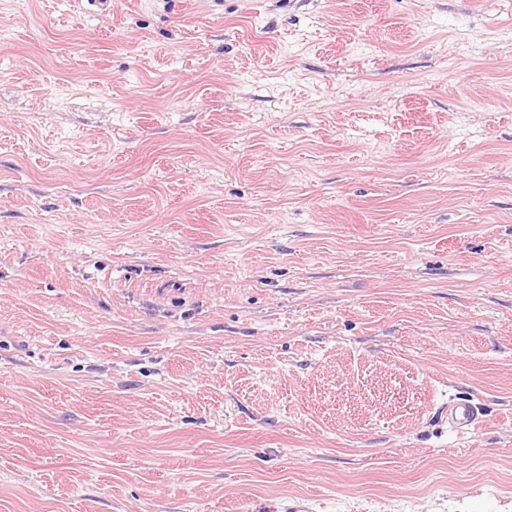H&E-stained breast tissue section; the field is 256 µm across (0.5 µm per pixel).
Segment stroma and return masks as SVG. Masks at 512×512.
I'll use <instances>...</instances> for the list:
<instances>
[{
	"label": "stroma",
	"mask_w": 512,
	"mask_h": 512,
	"mask_svg": "<svg viewBox=\"0 0 512 512\" xmlns=\"http://www.w3.org/2000/svg\"><path fill=\"white\" fill-rule=\"evenodd\" d=\"M0 512H512V0H0ZM448 420L461 430H470L481 422L478 408L469 401L449 403Z\"/></svg>",
	"instance_id": "1"
}]
</instances>
